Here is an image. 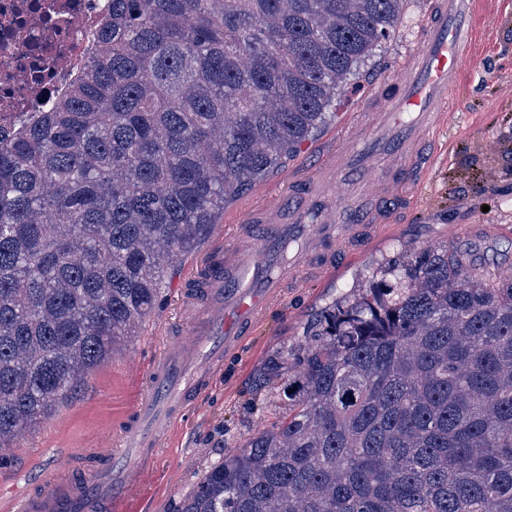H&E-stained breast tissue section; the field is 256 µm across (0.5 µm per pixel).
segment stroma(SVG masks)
<instances>
[{"label": "stroma", "mask_w": 512, "mask_h": 512, "mask_svg": "<svg viewBox=\"0 0 512 512\" xmlns=\"http://www.w3.org/2000/svg\"><path fill=\"white\" fill-rule=\"evenodd\" d=\"M432 0H405L395 34L381 42L352 89L346 91L333 121L298 152L224 204L221 225L242 217L257 197L277 193L288 176L310 166L320 146L349 134L348 118L373 111L374 97L418 47V33ZM474 62L450 97V127L429 133L426 146L435 156L416 203L399 202L394 223L373 230L363 246L334 270L307 267L297 284L287 286L278 305L262 318L252 336L225 357L210 388L190 408L161 448L153 477L140 501L142 512H175L182 496L207 463L241 445L271 419L254 387L269 355L294 344L341 292L369 288L380 269L399 255L429 246L455 251L463 263L495 273L512 270V0H480ZM181 255L169 270L162 298L125 350L85 374L80 396L59 404L28 430L15 447L0 450V512H19L28 482L57 486L64 478L62 458L78 460V472L94 473L95 462L82 460L84 449L118 444L114 430L127 418L146 383V367L177 326L178 288L198 253Z\"/></svg>", "instance_id": "35a3bbf8"}]
</instances>
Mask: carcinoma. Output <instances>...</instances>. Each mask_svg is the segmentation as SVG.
<instances>
[{
    "label": "carcinoma",
    "instance_id": "carcinoma-1",
    "mask_svg": "<svg viewBox=\"0 0 512 512\" xmlns=\"http://www.w3.org/2000/svg\"><path fill=\"white\" fill-rule=\"evenodd\" d=\"M0 140V449L151 315L168 263L334 118L404 0H108ZM264 364L268 427L177 512H512V280L427 247Z\"/></svg>",
    "mask_w": 512,
    "mask_h": 512
}]
</instances>
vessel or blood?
Instances as JSON below:
<instances>
[{
	"mask_svg": "<svg viewBox=\"0 0 512 512\" xmlns=\"http://www.w3.org/2000/svg\"><path fill=\"white\" fill-rule=\"evenodd\" d=\"M477 0H436L415 56L399 71L397 94L358 121L355 142L324 155L313 173L293 175L261 205L266 231L252 238L240 221L214 234L212 246L182 282L183 332L158 348L148 383L121 435V450L96 449L99 490L69 484L28 493L21 512H134L166 435L207 390L212 372L258 317L280 299L285 280L306 264L332 269L333 243L381 221L377 202L400 186L423 181L433 164L420 146L430 131L448 127L446 104L471 62L469 25Z\"/></svg>",
	"mask_w": 512,
	"mask_h": 512,
	"instance_id": "obj_1",
	"label": "vessel or blood"
}]
</instances>
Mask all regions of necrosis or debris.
Segmentation results:
<instances>
[{"label": "necrosis or debris", "mask_w": 512, "mask_h": 512, "mask_svg": "<svg viewBox=\"0 0 512 512\" xmlns=\"http://www.w3.org/2000/svg\"><path fill=\"white\" fill-rule=\"evenodd\" d=\"M104 0H0V134L46 108L87 60Z\"/></svg>", "instance_id": "necrosis-or-debris-1"}]
</instances>
